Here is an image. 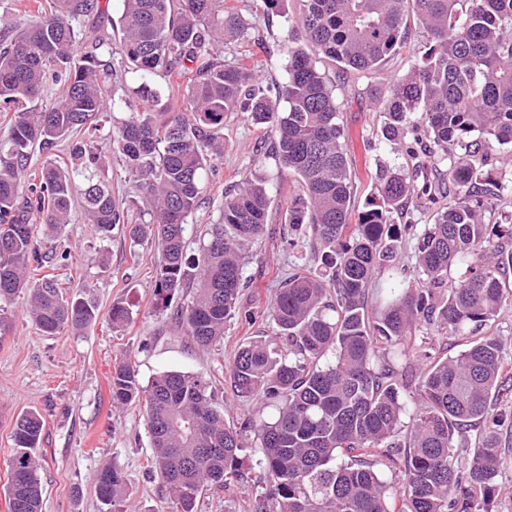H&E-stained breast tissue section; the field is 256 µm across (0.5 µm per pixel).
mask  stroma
<instances>
[{"label":"stroma","instance_id":"stroma-1","mask_svg":"<svg viewBox=\"0 0 512 512\" xmlns=\"http://www.w3.org/2000/svg\"><path fill=\"white\" fill-rule=\"evenodd\" d=\"M231 3L249 23L250 39L225 42L221 58L230 63L241 55H253L265 83L282 81L288 48L283 18L265 15L256 0ZM99 5V10L75 22L84 44H91L99 33L115 40L120 37L122 0H99ZM424 42L423 32L410 28L405 48L374 73L341 76L330 62L321 64L345 131L356 205H363L371 194L378 161L401 160L395 145L381 136L379 102L387 97L392 82L415 65ZM92 141L106 161L104 176L112 184L113 195L126 202L138 200V183L113 156L107 133H97ZM268 143L266 130L245 113H225L224 155L215 163L217 173L209 179L204 204L187 226L188 256L198 253L201 225L217 219L225 193L253 173L256 153ZM265 171L272 178L268 222L274 232L249 251L248 286L240 299V315L227 324L223 340L207 347L186 335L177 319L193 286L185 285L166 300L156 294L159 251L154 242L135 245L117 231L100 239L95 225L85 223L78 214L61 233L40 234L38 243L48 257L45 273L67 292L92 300L99 316L80 333L64 330L47 335L32 325L25 297L0 305V315L11 325L0 336V512H8L7 463L14 448L15 421L28 411L37 412L44 423L37 450L43 512H113L94 491L95 475L109 465L117 466L127 479L123 506L128 512H169L168 491L150 464L151 441L142 403L112 401V368L120 361H135L145 382L173 370L210 377L224 404L226 423L240 424L244 416L255 413L254 402L239 400L230 388V364L247 333L244 316L261 315L291 266L308 262L311 255L310 248L288 247L292 232L284 214L293 195L291 181L276 179L274 163H267ZM115 305L130 313L128 322L118 328L109 320ZM242 471L243 482L205 491L196 512H251L249 503L261 490L262 472L251 456L245 457Z\"/></svg>","mask_w":512,"mask_h":512}]
</instances>
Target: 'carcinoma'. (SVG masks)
Segmentation results:
<instances>
[{
  "label": "carcinoma",
  "instance_id": "1",
  "mask_svg": "<svg viewBox=\"0 0 512 512\" xmlns=\"http://www.w3.org/2000/svg\"><path fill=\"white\" fill-rule=\"evenodd\" d=\"M121 38L76 49L73 21L97 0H51L0 49V105L13 108L0 140V301L28 293V317L53 335L97 319L90 300L71 297L50 278L37 233L60 231L80 211L103 238L120 228L160 252L155 291L166 298L196 281L178 319L206 346L224 338L240 310L245 249L268 231L272 203L256 172L224 197L205 225L197 256L187 255L188 218L206 192L207 159L224 153V113L246 112L270 129L267 157L297 193L288 226L319 246V268L297 265L276 292L265 327L238 345L230 367L234 396L267 417L224 421V405L201 374L166 371L142 385L134 362L112 369V402L145 401L151 464L165 483L170 512H196L202 491L240 477V454L255 448L264 476L256 512H491L503 461L500 431L512 412V356L491 321L512 308V0H259L289 23L285 79L259 85L253 69L218 58L226 39L249 27L224 0H122ZM414 24L426 43L410 73L381 102L382 135L398 141L404 162L381 164L363 207L344 151L334 90L318 63L345 73L379 70L406 47ZM121 55L135 75L137 103L115 101L112 66L98 50ZM192 74L184 108L161 112L156 77ZM61 95L34 106L47 86ZM108 129L113 154L139 182L140 213L102 178L105 161L84 141L70 162L48 159L29 172L31 152L59 139ZM430 213L418 231L408 203ZM413 246L417 280L396 262ZM381 272L388 291L368 304ZM436 335L459 336L448 357ZM419 367L410 374V359ZM482 424L478 448L458 453L459 434ZM43 420L17 421L8 463L9 512H42L36 450ZM394 478H384L383 470ZM125 475L102 469L95 489L105 505L123 498Z\"/></svg>",
  "mask_w": 512,
  "mask_h": 512
}]
</instances>
